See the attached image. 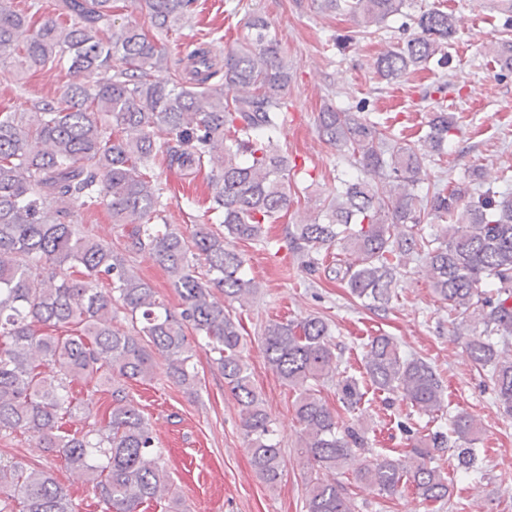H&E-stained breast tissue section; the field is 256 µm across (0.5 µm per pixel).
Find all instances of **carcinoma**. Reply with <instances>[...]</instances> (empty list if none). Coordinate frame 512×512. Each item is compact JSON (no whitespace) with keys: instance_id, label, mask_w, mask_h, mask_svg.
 I'll use <instances>...</instances> for the list:
<instances>
[{"instance_id":"1","label":"carcinoma","mask_w":512,"mask_h":512,"mask_svg":"<svg viewBox=\"0 0 512 512\" xmlns=\"http://www.w3.org/2000/svg\"><path fill=\"white\" fill-rule=\"evenodd\" d=\"M120 0H57V18L33 15L0 0V52L14 75L65 66L75 77L56 101L32 112L0 110V435L22 433L81 473L105 512H140L173 491L152 424L124 387L111 391L105 424L70 434L63 420L90 414L93 398L68 386L100 373L131 381L157 374L153 352L166 355L164 374L192 389L198 373L188 333L205 342L242 414L243 435L256 474L269 486L282 478L276 430L242 354L235 308L257 284L231 239L261 242L264 225L294 206L285 123L288 57L260 17L251 42L224 54L197 46L176 60L174 78L157 81L168 65L158 35L179 31L195 0H141L154 33L117 21ZM364 28L402 14L406 0H322ZM416 32L381 52L376 73L389 83L432 59L448 63L456 33L451 15L430 8L413 19ZM165 127L159 142L154 128ZM456 118L440 108L416 140H397L386 126L347 110L320 113L318 133L345 152L352 166L377 177L339 181L315 213L286 227L289 249L310 268L339 246L352 256L324 268L375 311L388 309L396 275L413 261L449 311L472 336L467 353L489 373L498 407L512 416V191L433 184L421 194L429 163L448 164ZM209 169L206 222L191 237L161 219L155 170ZM103 205L125 226L119 253L78 223V211ZM148 252L169 275L182 307L172 312L132 269L126 254ZM107 287H99V282ZM224 294L215 298L214 290ZM129 322H116L118 314ZM77 326L74 335L57 331ZM269 365L293 393L301 454L314 476L305 512H355L331 475L367 444L364 431L339 425L319 397L337 379L346 409L360 405L368 384L437 424L414 433L404 455H378L353 471L356 483L381 497L405 485L425 501L449 498L448 473L436 450L456 448V467L469 471L480 429L469 415H448L441 381L421 357L405 354L391 336L364 344L360 377L338 376L339 356L320 316L270 320L261 333ZM55 369L47 377L44 369ZM448 418L444 426L439 420ZM51 474L0 460V512H80Z\"/></svg>"}]
</instances>
